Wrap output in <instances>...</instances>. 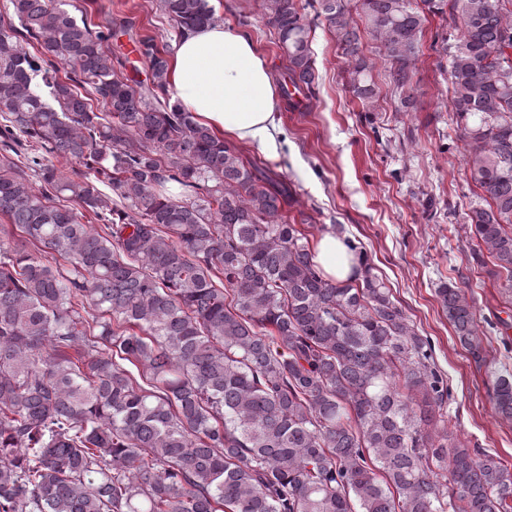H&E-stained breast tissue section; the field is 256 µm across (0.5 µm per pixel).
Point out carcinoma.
<instances>
[{"label": "carcinoma", "instance_id": "carcinoma-1", "mask_svg": "<svg viewBox=\"0 0 512 512\" xmlns=\"http://www.w3.org/2000/svg\"><path fill=\"white\" fill-rule=\"evenodd\" d=\"M376 98L347 0H312ZM415 99L426 13L448 14L452 111L469 139L473 257L512 288V0H360ZM177 35L209 0H160ZM306 5L266 0L283 97L310 98ZM0 27V512H512L500 458L439 428L450 397L420 335L356 251L346 282L314 261L291 188L170 94L168 53L129 78L112 23L71 0H8ZM84 167L64 174L56 161ZM76 203L94 223L68 207ZM487 365L472 300L435 289ZM512 421V374L489 372ZM448 470V481L438 471Z\"/></svg>", "mask_w": 512, "mask_h": 512}]
</instances>
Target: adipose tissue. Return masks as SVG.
Listing matches in <instances>:
<instances>
[{"mask_svg": "<svg viewBox=\"0 0 512 512\" xmlns=\"http://www.w3.org/2000/svg\"><path fill=\"white\" fill-rule=\"evenodd\" d=\"M170 81L182 107L223 139L255 144L277 155L278 88L268 63L245 35L217 21L178 38ZM316 260L338 281L351 274L353 254L331 234L319 237Z\"/></svg>", "mask_w": 512, "mask_h": 512, "instance_id": "ef3b65f1", "label": "adipose tissue"}]
</instances>
